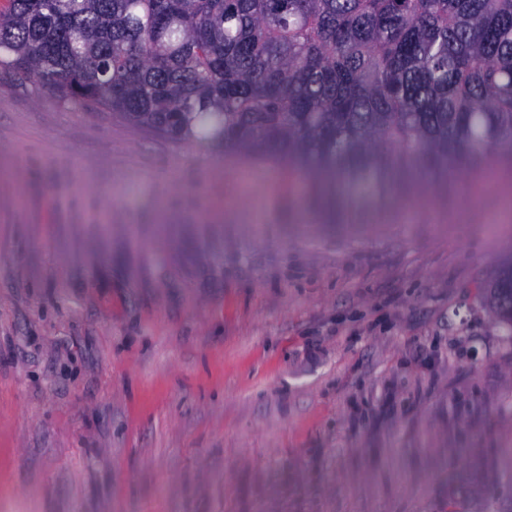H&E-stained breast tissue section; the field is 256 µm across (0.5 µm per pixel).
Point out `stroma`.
<instances>
[{"label": "stroma", "mask_w": 512, "mask_h": 512, "mask_svg": "<svg viewBox=\"0 0 512 512\" xmlns=\"http://www.w3.org/2000/svg\"><path fill=\"white\" fill-rule=\"evenodd\" d=\"M288 176L0 69V512H512L501 186ZM511 266L504 268L500 275L485 289V302L496 317L512 330V321L507 314V306L501 303L500 288L509 287Z\"/></svg>", "instance_id": "1"}]
</instances>
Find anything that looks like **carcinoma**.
<instances>
[{
	"label": "carcinoma",
	"mask_w": 512,
	"mask_h": 512,
	"mask_svg": "<svg viewBox=\"0 0 512 512\" xmlns=\"http://www.w3.org/2000/svg\"><path fill=\"white\" fill-rule=\"evenodd\" d=\"M0 68L175 141L288 170L363 216L512 155V0H10ZM485 302L512 329L500 289Z\"/></svg>",
	"instance_id": "obj_1"
}]
</instances>
